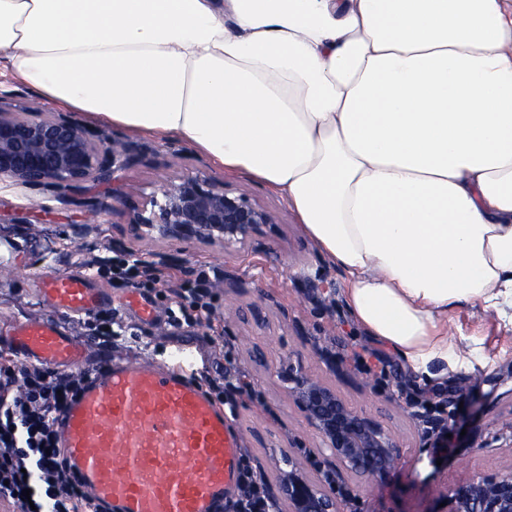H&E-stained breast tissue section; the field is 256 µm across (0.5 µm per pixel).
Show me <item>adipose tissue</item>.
<instances>
[{
	"mask_svg": "<svg viewBox=\"0 0 512 512\" xmlns=\"http://www.w3.org/2000/svg\"><path fill=\"white\" fill-rule=\"evenodd\" d=\"M0 65L284 196L415 373L512 322V0H0Z\"/></svg>",
	"mask_w": 512,
	"mask_h": 512,
	"instance_id": "adipose-tissue-1",
	"label": "adipose tissue"
}]
</instances>
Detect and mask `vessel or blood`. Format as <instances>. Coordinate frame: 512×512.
Returning a JSON list of instances; mask_svg holds the SVG:
<instances>
[{
    "label": "vessel or blood",
    "instance_id": "vessel-or-blood-1",
    "mask_svg": "<svg viewBox=\"0 0 512 512\" xmlns=\"http://www.w3.org/2000/svg\"><path fill=\"white\" fill-rule=\"evenodd\" d=\"M90 273L45 278L52 309L92 315L111 300ZM0 345L25 361L70 370L95 361L59 422V442L84 491L108 512H224L239 474L238 436L224 411L179 371L89 353L58 322L16 325Z\"/></svg>",
    "mask_w": 512,
    "mask_h": 512
}]
</instances>
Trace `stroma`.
Here are the masks:
<instances>
[{"label": "stroma", "instance_id": "obj_1", "mask_svg": "<svg viewBox=\"0 0 512 512\" xmlns=\"http://www.w3.org/2000/svg\"><path fill=\"white\" fill-rule=\"evenodd\" d=\"M86 126L144 146L143 157L122 174L129 193L116 202L111 186L89 182L81 202L65 203L48 190L0 184V328L54 319L80 339L91 338L93 321L49 310L36 293L37 280L87 271L115 255L120 242L125 250L167 260L154 265L155 278L145 288L161 319L151 331L140 329L137 308L122 305L125 284L108 275L92 278V287L112 296L113 357L160 364L178 350L192 354V377L214 399L233 404L228 422L258 469L269 471L272 451L285 448L313 476L330 470L271 373L284 362L303 365L401 441L402 457L389 482L335 478L344 512H438L449 485L512 467V324L473 304L449 311L448 328L461 333L460 349L471 352V362L431 382L418 381L402 359L355 324L345 275L305 235L282 196L247 176L228 174L176 136L134 134L91 120ZM197 172L223 179L276 215L261 247L228 256L198 242L171 245L133 236L129 222L151 193L166 180ZM228 273L248 279V287H225ZM198 277L208 282L209 318L170 326L169 307L183 284ZM313 279L323 280V288L310 287ZM256 348L265 352L267 367L250 362ZM243 381L247 389L235 390ZM441 412L452 417L445 440L435 428Z\"/></svg>", "mask_w": 512, "mask_h": 512}]
</instances>
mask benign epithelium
Returning a JSON list of instances; mask_svg holds the SVG:
<instances>
[{
    "instance_id": "benign-epithelium-1",
    "label": "benign epithelium",
    "mask_w": 512,
    "mask_h": 512,
    "mask_svg": "<svg viewBox=\"0 0 512 512\" xmlns=\"http://www.w3.org/2000/svg\"><path fill=\"white\" fill-rule=\"evenodd\" d=\"M142 147L105 132H95L72 117L36 105L23 113L0 104V182L51 190L67 202L88 182L112 185L118 201L125 192L120 173L140 156ZM136 213L137 238L167 242L196 240L233 255L260 245L263 230L276 216L242 190L205 174L183 175L165 183ZM288 401L329 452L335 467L379 483L394 475L401 457L399 441L379 421L348 404L329 383L304 367L280 372ZM272 495L280 512H343L336 490L308 474L298 459L280 449L272 454ZM448 512H512V467L497 475H474L446 494Z\"/></svg>"
}]
</instances>
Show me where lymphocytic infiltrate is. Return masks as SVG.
<instances>
[{"mask_svg": "<svg viewBox=\"0 0 512 512\" xmlns=\"http://www.w3.org/2000/svg\"><path fill=\"white\" fill-rule=\"evenodd\" d=\"M88 371L0 362V503L15 512H94L58 446V420ZM228 512H276L265 481L241 457Z\"/></svg>", "mask_w": 512, "mask_h": 512, "instance_id": "lymphocytic-infiltrate-1", "label": "lymphocytic infiltrate"}]
</instances>
